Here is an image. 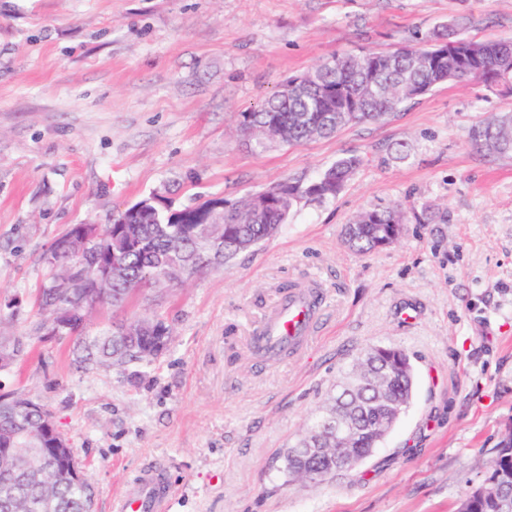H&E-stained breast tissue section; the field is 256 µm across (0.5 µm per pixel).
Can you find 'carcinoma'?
I'll return each mask as SVG.
<instances>
[{"label":"carcinoma","instance_id":"obj_1","mask_svg":"<svg viewBox=\"0 0 512 512\" xmlns=\"http://www.w3.org/2000/svg\"><path fill=\"white\" fill-rule=\"evenodd\" d=\"M469 18L460 16L434 28L413 43L389 52L336 56L289 77L258 109L242 112L236 130L264 151L274 143L294 145L336 133L347 124L377 123L403 104L450 82L474 81L494 89L512 83V41H474L460 34ZM477 147L501 154V142L512 141V114L476 122L470 133ZM363 159H337L305 183L287 178L238 200L209 198L186 214L160 205L163 197L150 194L138 200L134 215L116 211L101 225L93 247L74 227L61 236L65 250L50 255L54 282L42 290L41 306L50 316L69 314L64 325L51 331L79 339L78 359L91 365L124 367L149 364L167 348L173 328L160 319L143 318L128 324L136 335L103 332L85 335L87 314L95 306L120 307L143 288H174L200 270L222 267L238 254L276 235L295 205L305 199L324 203L352 178ZM396 208L359 212L346 225L344 238L354 250L369 252L381 246L391 224L403 223ZM209 222L213 243L198 240L199 222ZM95 265L112 268V288L96 293ZM25 349L19 337L0 336V369ZM332 403L312 419L298 446L278 454L277 472L293 486L321 483L334 477L336 462L364 461L373 454L386 428L404 413L413 391V370L406 354L381 346L366 348L344 372ZM50 412L30 399L0 395V512H28L26 499L41 496L54 512H92L89 480L77 481L59 458H69L62 436L45 431ZM348 431L336 440V422ZM512 486V458L497 449L487 463L483 482ZM459 512H512V499L469 492Z\"/></svg>","mask_w":512,"mask_h":512}]
</instances>
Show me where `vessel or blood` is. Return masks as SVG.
Wrapping results in <instances>:
<instances>
[{"label": "vessel or blood", "instance_id": "obj_1", "mask_svg": "<svg viewBox=\"0 0 512 512\" xmlns=\"http://www.w3.org/2000/svg\"><path fill=\"white\" fill-rule=\"evenodd\" d=\"M313 299V289L300 288L289 301L279 303L263 335L254 339L257 350L264 353L283 345L293 353L301 350L316 331ZM168 499L164 471L147 468L138 474L129 493L115 502L114 512H165Z\"/></svg>", "mask_w": 512, "mask_h": 512}]
</instances>
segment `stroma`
Listing matches in <instances>:
<instances>
[{
  "label": "stroma",
  "instance_id": "stroma-1",
  "mask_svg": "<svg viewBox=\"0 0 512 512\" xmlns=\"http://www.w3.org/2000/svg\"><path fill=\"white\" fill-rule=\"evenodd\" d=\"M466 16L472 40L512 38V0H0V336L26 349L0 394L49 410L112 506L162 467L168 512H457L512 430V154L470 129L512 92L444 84L377 124L253 150L232 131L287 77L335 55L392 50ZM339 195L299 204L279 234L188 286L98 307L87 330L150 315L175 334L151 364L86 366L48 335L50 248L157 192L234 200L346 155ZM402 204L398 240L361 254L344 228ZM445 209L440 223L425 206ZM323 294L312 341L259 359L251 339L287 284ZM404 351L406 413L360 467L286 484L271 460L305 434L370 346Z\"/></svg>",
  "mask_w": 512,
  "mask_h": 512
}]
</instances>
